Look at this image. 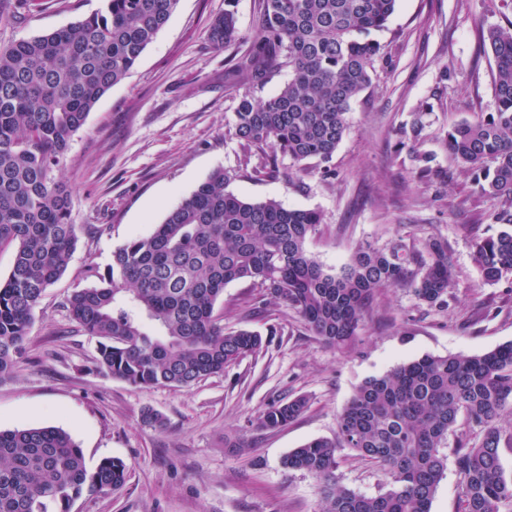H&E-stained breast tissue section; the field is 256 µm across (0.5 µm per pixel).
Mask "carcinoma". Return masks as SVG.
<instances>
[{"mask_svg": "<svg viewBox=\"0 0 512 512\" xmlns=\"http://www.w3.org/2000/svg\"><path fill=\"white\" fill-rule=\"evenodd\" d=\"M179 0H104L103 8L53 32L0 45V248L16 247L0 280V383L27 350L35 309L66 271L76 247L71 191L54 175L70 137L102 96L120 83L167 25ZM397 0H262V36L234 71L255 88L288 69V82L267 99L241 96L231 135L255 172L281 155L323 177L347 127L352 102L372 84L385 28ZM232 0L213 17L216 49L241 40ZM495 111L462 120L447 134L449 151L481 195L512 202V20L487 32ZM423 177L435 155L408 153ZM237 173L218 167L147 236L112 254L97 283L66 300L69 315L98 339L96 370L131 386L189 388L259 355L256 331H226L215 314L224 287L245 281L259 301L281 300L327 344L345 349L387 288H405L443 308L456 272L438 236L410 247L357 244L342 270L325 271L306 250L323 223L315 210L275 199L247 202L228 190ZM500 229L479 238L473 260L483 282L512 278V205ZM308 406L304 395L269 405L258 427L276 430ZM512 342L480 355H425L371 376L336 415V436L313 438L283 459L319 483L321 512H430L448 462V439L460 474V512H512V480L500 449L512 448ZM465 420L479 436L459 428ZM380 466L385 489L374 496L336 477L339 449ZM126 463L106 458L87 468L82 449L51 426L0 431V512H70L83 493L121 488Z\"/></svg>", "mask_w": 512, "mask_h": 512, "instance_id": "cac0c4a2", "label": "carcinoma"}]
</instances>
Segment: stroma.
<instances>
[{"mask_svg":"<svg viewBox=\"0 0 512 512\" xmlns=\"http://www.w3.org/2000/svg\"><path fill=\"white\" fill-rule=\"evenodd\" d=\"M262 0H180L168 25L130 75L113 86L74 133L60 168L71 195L76 250L63 276L35 311L28 354L12 380L0 384V430L36 425L68 432L88 467L117 457L128 466L120 490L82 495L71 512H319L311 474L281 464L293 448L334 437L336 415L368 377L424 355H476L512 341V285L482 282L473 261L476 238L494 232L499 199L474 193L470 173L449 153V127L495 107L491 58L482 29L506 25L512 9L492 0H397L386 27L375 32L384 54L370 88L351 104L347 130L332 164L335 177L310 166L292 176V162L255 173L229 134L250 81L231 73V55L260 38ZM233 4L243 38L231 50L208 41L211 18ZM102 0H0V44L51 32L87 16ZM421 115L423 149L435 170L417 180L401 143L402 129ZM218 167L238 170L232 191L243 200L269 198L284 207L322 213L306 243L335 272L361 242L407 245L440 235L455 265L456 300L440 309L412 292L380 293L359 336L337 350L310 332L279 300L263 307L236 282L216 306L225 330L268 337L257 357L191 388L139 389L95 370L97 341L73 322L68 295L93 285L113 250L149 234L168 211ZM298 395L307 411L287 426L258 429L271 402ZM164 428L141 421L145 409ZM232 436L246 452L224 445ZM336 475L367 496L385 485L382 470L349 449L338 452Z\"/></svg>","mask_w":512,"mask_h":512,"instance_id":"35a3bbf8","label":"stroma"}]
</instances>
